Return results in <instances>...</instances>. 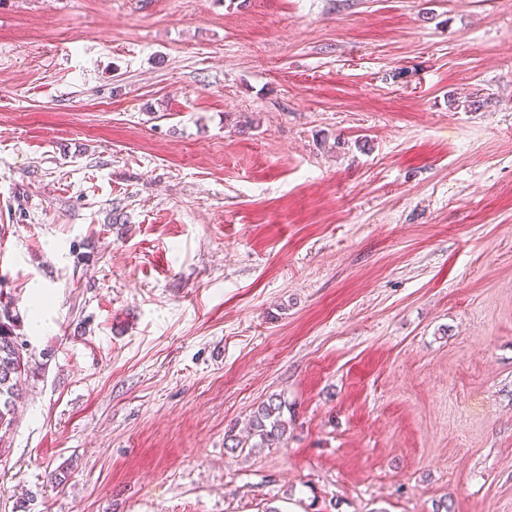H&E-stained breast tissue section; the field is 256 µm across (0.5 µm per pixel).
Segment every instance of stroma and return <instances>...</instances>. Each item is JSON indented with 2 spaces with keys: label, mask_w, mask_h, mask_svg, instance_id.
I'll use <instances>...</instances> for the list:
<instances>
[{
  "label": "stroma",
  "mask_w": 512,
  "mask_h": 512,
  "mask_svg": "<svg viewBox=\"0 0 512 512\" xmlns=\"http://www.w3.org/2000/svg\"><path fill=\"white\" fill-rule=\"evenodd\" d=\"M0 290V512H512V0H0ZM0 291V429L10 428L19 399L17 380L28 372L32 352L20 331L19 316ZM284 408L286 404L280 395L269 396L252 412L247 439L240 438L232 429L228 430L224 435L225 448L231 451L244 448L250 438L256 439L251 448H269L281 443L288 428V420L283 417Z\"/></svg>",
  "instance_id": "1"
}]
</instances>
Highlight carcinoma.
<instances>
[{
    "mask_svg": "<svg viewBox=\"0 0 512 512\" xmlns=\"http://www.w3.org/2000/svg\"><path fill=\"white\" fill-rule=\"evenodd\" d=\"M19 316L13 313L11 301L0 300V429L13 424L19 392L17 380L29 371L32 352L19 333ZM286 404L281 396L272 395L250 416L249 437L254 448H269L286 436L288 420L283 417Z\"/></svg>",
    "mask_w": 512,
    "mask_h": 512,
    "instance_id": "cac0c4a2",
    "label": "carcinoma"
}]
</instances>
